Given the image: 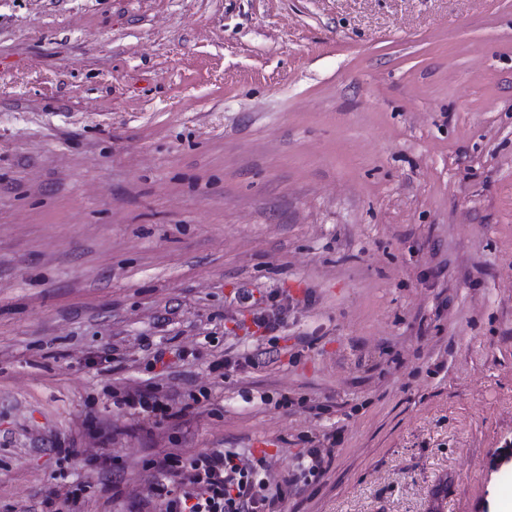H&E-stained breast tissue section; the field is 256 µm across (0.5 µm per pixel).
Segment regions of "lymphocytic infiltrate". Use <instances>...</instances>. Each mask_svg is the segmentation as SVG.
Masks as SVG:
<instances>
[{"mask_svg": "<svg viewBox=\"0 0 512 512\" xmlns=\"http://www.w3.org/2000/svg\"><path fill=\"white\" fill-rule=\"evenodd\" d=\"M251 321L260 338L278 343L288 317L290 295L270 294L267 304L253 302L243 293ZM118 409L135 415L142 425L155 428L186 417L194 406L209 399L200 389L191 402L160 389L145 392L136 387L113 391ZM297 470L280 477L273 474L272 458L233 448H206L186 453L168 449L163 456L145 460L150 493L138 504L137 512H286L289 490L318 482L330 464L336 436L325 433L304 437Z\"/></svg>", "mask_w": 512, "mask_h": 512, "instance_id": "1", "label": "lymphocytic infiltrate"}]
</instances>
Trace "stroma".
<instances>
[{"label":"stroma","instance_id":"obj_1","mask_svg":"<svg viewBox=\"0 0 512 512\" xmlns=\"http://www.w3.org/2000/svg\"><path fill=\"white\" fill-rule=\"evenodd\" d=\"M243 285L312 345L223 379ZM125 385L212 399L148 432ZM332 427L288 512L512 495V0H0V512H128L170 448L279 475ZM83 487H56L52 489L43 499L42 510L37 512H82L81 498Z\"/></svg>","mask_w":512,"mask_h":512}]
</instances>
